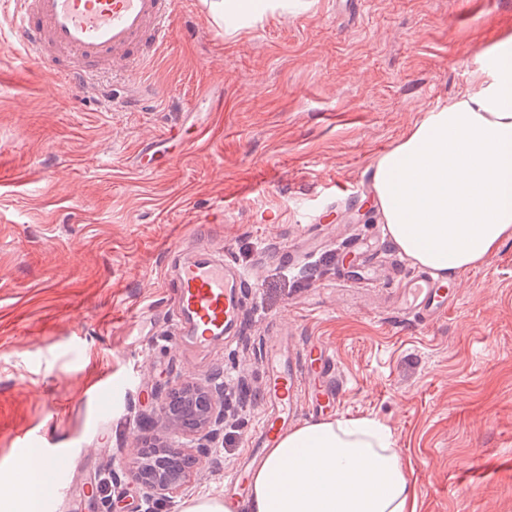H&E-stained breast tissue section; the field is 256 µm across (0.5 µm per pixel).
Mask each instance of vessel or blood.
Returning a JSON list of instances; mask_svg holds the SVG:
<instances>
[{
    "label": "vessel or blood",
    "mask_w": 512,
    "mask_h": 512,
    "mask_svg": "<svg viewBox=\"0 0 512 512\" xmlns=\"http://www.w3.org/2000/svg\"><path fill=\"white\" fill-rule=\"evenodd\" d=\"M176 4L177 0H13L11 24L26 56L82 87L102 68L124 73L146 65L173 35ZM247 283L245 271L206 240L176 258L166 287L174 300L175 339L188 355L212 350L233 334L241 323ZM396 288L399 314L429 326L447 313L456 285L422 268L400 278ZM337 373L335 352L321 342L311 341L300 349L285 335L269 342L264 353V417L249 453L224 479L227 498L237 503L247 496L250 472L295 420L297 392H304L308 410H335Z\"/></svg>",
    "instance_id": "b4317fda"
}]
</instances>
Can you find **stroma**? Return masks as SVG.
Returning a JSON list of instances; mask_svg holds the SVG:
<instances>
[{
    "label": "stroma",
    "mask_w": 512,
    "mask_h": 512,
    "mask_svg": "<svg viewBox=\"0 0 512 512\" xmlns=\"http://www.w3.org/2000/svg\"><path fill=\"white\" fill-rule=\"evenodd\" d=\"M0 0V512H22L17 430L72 454L42 512H143L130 461L187 379L248 399L231 434L201 437L188 487L153 512L221 491L265 410L264 345L319 337L342 376L339 418L388 427L418 512H512V240L457 273L447 316L398 321L381 282L408 266L391 241L379 280L340 275L346 245L385 226L373 160L464 94L512 33V0H308L228 38L206 0H179L173 39L144 68L75 91L24 60ZM155 96L134 112L132 84ZM202 126L181 160L140 171L141 146ZM248 272L242 325L203 360L174 342L167 254L200 233ZM129 377L91 400L104 374ZM112 479L110 497L96 485Z\"/></svg>",
    "instance_id": "obj_1"
}]
</instances>
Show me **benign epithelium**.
Listing matches in <instances>:
<instances>
[{"label": "benign epithelium", "instance_id": "obj_1", "mask_svg": "<svg viewBox=\"0 0 512 512\" xmlns=\"http://www.w3.org/2000/svg\"><path fill=\"white\" fill-rule=\"evenodd\" d=\"M174 394L181 398V402L190 404L191 416L184 417L174 409L163 408L160 425L153 434L157 448L153 463L145 466L137 459L133 461L142 486L159 493L182 489L190 481L197 463L193 449L173 445L168 433L173 430L189 435L212 433L224 424L225 419V393L220 387L189 379L182 382Z\"/></svg>", "mask_w": 512, "mask_h": 512}]
</instances>
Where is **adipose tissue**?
Listing matches in <instances>:
<instances>
[{
  "label": "adipose tissue",
  "instance_id": "adipose-tissue-1",
  "mask_svg": "<svg viewBox=\"0 0 512 512\" xmlns=\"http://www.w3.org/2000/svg\"><path fill=\"white\" fill-rule=\"evenodd\" d=\"M304 0H210L227 37L293 14ZM387 235L411 262L453 275L512 239V34L494 42L472 88L429 110L371 164ZM247 512H416L387 427L327 418L298 426L250 476Z\"/></svg>",
  "mask_w": 512,
  "mask_h": 512
}]
</instances>
